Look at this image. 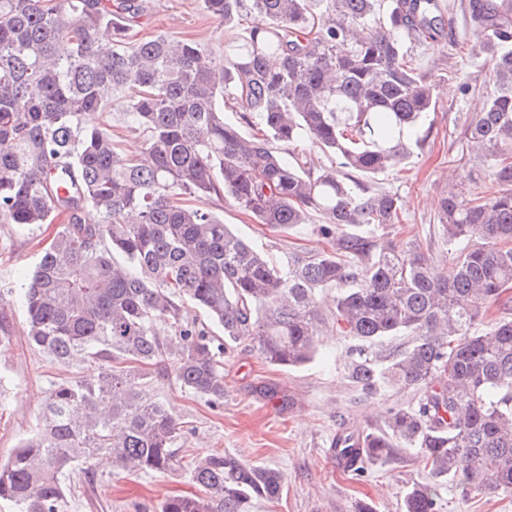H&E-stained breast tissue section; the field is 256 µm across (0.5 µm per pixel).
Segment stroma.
Returning a JSON list of instances; mask_svg holds the SVG:
<instances>
[{"mask_svg":"<svg viewBox=\"0 0 512 512\" xmlns=\"http://www.w3.org/2000/svg\"><path fill=\"white\" fill-rule=\"evenodd\" d=\"M143 5L141 17L132 26L133 39L163 34L212 48L224 44L223 23L204 13L201 0H143ZM473 39L472 30L461 24L455 31L456 48H449L442 39L424 52L420 69L434 82L438 97L437 110L430 115V145L413 151L372 181L374 188L400 200L402 221L393 226V235L426 238L441 256L449 255L451 248L434 224L449 175L468 170L477 184L491 183L486 170L473 168L464 137L465 118L480 111L494 85L490 65L471 51ZM463 79L472 86L466 95L459 89ZM130 96L127 89L113 93L105 108L110 131L124 151L133 144L144 146L146 140L129 111ZM210 208L256 250L279 263L287 261L290 251L325 245L317 232L321 218L315 213L307 223L280 232L258 224L229 201L211 202ZM53 233V227L46 226L21 235L12 225L0 223V299L9 308L11 323L8 341L0 342V463L36 432L53 385L97 374L93 364L59 368L28 343L19 288ZM356 346L352 337L325 333L314 361L289 369L268 365L249 348L239 347L224 359V402L218 406L167 376L155 377L148 391L170 407L179 422L175 446L183 464L218 451L283 472L280 499L259 503L253 512H356L362 501L372 504L376 512H401L406 490L425 476L417 449H398L392 460L369 467L361 478L336 467L329 452L338 431L379 427L389 405L410 399L409 394L393 390L365 399L352 390L345 366ZM265 387L274 389L276 398L263 396ZM65 486L66 512H159L167 497L194 491L184 473L116 471L105 455L95 457L91 468L74 467ZM440 497L441 512H512V498L466 497L448 483Z\"/></svg>","mask_w":512,"mask_h":512,"instance_id":"35a3bbf8","label":"stroma"}]
</instances>
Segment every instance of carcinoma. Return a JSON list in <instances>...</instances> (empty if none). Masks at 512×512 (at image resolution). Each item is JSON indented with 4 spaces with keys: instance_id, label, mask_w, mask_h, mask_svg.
<instances>
[{
    "instance_id": "obj_1",
    "label": "carcinoma",
    "mask_w": 512,
    "mask_h": 512,
    "mask_svg": "<svg viewBox=\"0 0 512 512\" xmlns=\"http://www.w3.org/2000/svg\"><path fill=\"white\" fill-rule=\"evenodd\" d=\"M232 31L224 52L156 35L131 43L138 0H0V223L57 229L23 285L29 341L90 382L51 388L37 434L0 464L15 512H65L63 475L100 452L112 467L174 473L173 413L147 394L156 366L224 401V356L245 344L270 365L313 360L331 328L361 343L346 368L366 398L414 395L383 425L338 433L352 469L416 448L429 481L402 512H439L441 483L512 497V0H201ZM463 20L494 90L464 134L492 188L460 174L437 214L454 275L420 240L388 237L398 198L316 169L307 147L368 176L400 164L435 111L418 49ZM130 89L150 163L118 151L102 112ZM232 107L259 127L224 120ZM228 199L276 231L312 212L327 249L277 265L208 208ZM336 289L328 318L319 294ZM203 312L207 322L189 317ZM223 328L217 336L212 327ZM403 342L379 353L377 343ZM193 496L160 512H253L284 485L230 453L195 461Z\"/></svg>"
}]
</instances>
